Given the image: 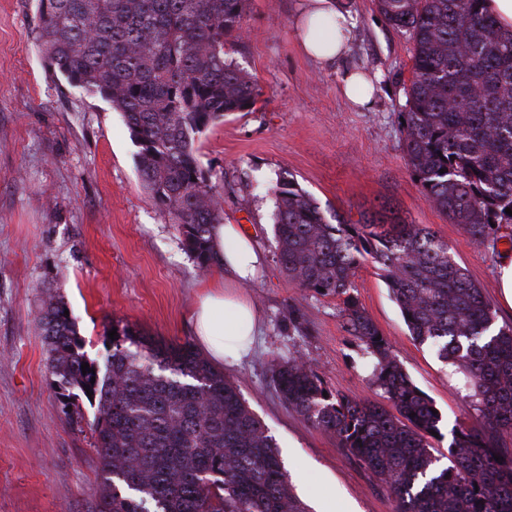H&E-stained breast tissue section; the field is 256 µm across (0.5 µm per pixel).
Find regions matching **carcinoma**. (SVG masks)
I'll return each mask as SVG.
<instances>
[{
	"label": "carcinoma",
	"instance_id": "carcinoma-1",
	"mask_svg": "<svg viewBox=\"0 0 512 512\" xmlns=\"http://www.w3.org/2000/svg\"><path fill=\"white\" fill-rule=\"evenodd\" d=\"M245 3L35 0L48 69L122 114L144 187L203 270L216 266L212 228L224 223V207L196 135L252 111L261 95L225 51L242 36ZM375 4L413 43L400 127L422 195L474 242L498 239L512 224V34L486 0ZM272 193L279 264L300 291L342 300L343 325L370 359L376 388L373 398L334 393L295 356L271 364L282 401L336 437L395 512H512V323L497 324L482 288L429 226L387 208L350 224L291 176ZM368 260L385 273L411 339L462 375L475 422L452 430L446 466L430 442L441 415L355 296L356 270ZM65 310L48 295L38 327L62 412L81 397L95 408L92 512H303L272 437L190 342L163 344L114 323L99 364L82 352Z\"/></svg>",
	"mask_w": 512,
	"mask_h": 512
}]
</instances>
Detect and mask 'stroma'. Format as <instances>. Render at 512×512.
Listing matches in <instances>:
<instances>
[{
	"instance_id": "obj_1",
	"label": "stroma",
	"mask_w": 512,
	"mask_h": 512,
	"mask_svg": "<svg viewBox=\"0 0 512 512\" xmlns=\"http://www.w3.org/2000/svg\"><path fill=\"white\" fill-rule=\"evenodd\" d=\"M346 3L351 51L326 67L301 48L304 0H247L243 36L229 56L262 95L254 111L205 130L196 147L215 177L225 223L251 234L263 260L245 288L261 334L253 354L225 363L224 375L272 436L306 512H394L380 483L335 437L289 410L271 381L272 359L301 355L331 390L375 391L338 299L301 292L282 271L270 187L289 173L350 222L387 206L429 225L494 304L500 248L473 242L421 194L399 119L412 43L382 22L374 0ZM347 69L374 84L366 105L343 95ZM137 152L109 102L49 75L32 0H0V512H91L100 482L94 409L83 400L65 417L46 367L37 324L45 295L62 298L86 356L100 362L116 322L167 343L193 341L189 312L201 289L224 277L223 268L200 270L183 251L176 225L142 184ZM355 282L395 358L439 410L432 444L447 453L452 429L472 421L452 367L410 338L378 266L363 262ZM295 307L304 314L298 330L288 322Z\"/></svg>"
}]
</instances>
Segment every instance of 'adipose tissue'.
<instances>
[{
    "mask_svg": "<svg viewBox=\"0 0 512 512\" xmlns=\"http://www.w3.org/2000/svg\"><path fill=\"white\" fill-rule=\"evenodd\" d=\"M306 17L328 23L333 29L332 36L323 43L304 40L306 54L322 64L344 58L353 42L354 25L339 0H308ZM212 242L226 279L201 296L192 318L199 347L219 368L225 358L246 356L258 333L257 312L241 287L256 275L260 255L249 236L235 224L215 225Z\"/></svg>",
    "mask_w": 512,
    "mask_h": 512,
    "instance_id": "adipose-tissue-1",
    "label": "adipose tissue"
}]
</instances>
